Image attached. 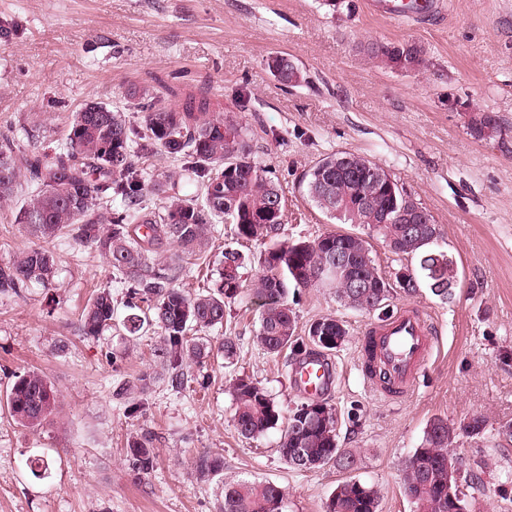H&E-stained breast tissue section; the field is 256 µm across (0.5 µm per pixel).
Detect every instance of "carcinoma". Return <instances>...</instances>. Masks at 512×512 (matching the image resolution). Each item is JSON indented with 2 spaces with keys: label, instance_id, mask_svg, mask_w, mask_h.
I'll return each instance as SVG.
<instances>
[{
  "label": "carcinoma",
  "instance_id": "carcinoma-1",
  "mask_svg": "<svg viewBox=\"0 0 512 512\" xmlns=\"http://www.w3.org/2000/svg\"><path fill=\"white\" fill-rule=\"evenodd\" d=\"M369 55L386 67L405 72L418 71L424 63L422 48L412 41L370 42ZM276 78L285 85L305 79L304 73L286 56H279ZM145 112V144L131 145L130 129L122 110L97 102L84 104L75 114L67 138L51 158L18 153L14 142L0 141V202L9 200L26 181L29 195L17 212L16 221L44 245L21 253L0 265V294L19 295L32 284H48L56 269V255L45 244L72 238L106 257L112 271L126 284L124 306L129 314L123 328L138 333L144 325L160 331L155 348L156 366L183 386L185 358L202 359L212 349L209 331L224 325L227 300L242 293L241 269L246 258L226 249L218 262L215 289L194 296L176 286L188 262L208 258L209 234L215 223L229 222L237 238L263 247L259 264L262 274L252 295L259 307V328L254 341L261 350L279 355L290 348L302 351L297 334L298 315L288 303L291 288H331L336 301L351 310L376 311L392 298L394 288L410 296L420 286L444 300L457 285L455 263L447 253L432 248L411 235L408 224H381L379 214L393 207L414 206L406 190L395 198L378 194L370 207L358 205L367 186L350 173V167L377 170L366 157L338 152L316 162L306 175L310 200L337 224H358L366 236L329 232L312 239L289 241L282 238L284 202L279 186L252 159L246 129L209 104L198 108H176L140 97ZM469 129L483 139L502 135L500 121L492 122L483 112L471 118ZM155 155L188 159L185 167L201 179L195 196L175 192L177 182L170 176L148 185L138 177L143 160ZM151 191L163 196V205L147 210L143 197ZM374 238L391 253L419 260V270L406 282L390 281L371 256L368 239ZM178 254L162 262L156 259L166 244ZM349 258L350 270L317 280L327 267L336 264V253ZM364 274L368 287L358 288L351 275ZM112 293L98 291L84 309L82 332L96 339L115 324ZM315 324L326 330L331 342L316 343L307 330L309 343L323 352L335 351L345 342L347 326L336 328V316L326 315ZM195 337H190V334ZM233 425L245 439H255L275 427L280 412L269 392L259 383L239 378L232 385ZM58 396L50 383L34 371L14 375L6 396L10 416L25 427H38L53 414ZM323 411L310 425L300 423V406L290 410L279 444L282 460L300 471L319 470L329 464L341 469L353 465L347 450L338 445L336 409L322 400ZM487 421L474 416L458 425L444 417L430 419L421 444L414 449L413 465L403 469L405 495L413 512H468L467 496L478 490L480 477L467 465L460 483L448 498V455L461 434L484 438ZM296 448L307 451L308 463L298 465ZM127 461L134 478L141 481L157 465L152 438L146 434L127 442ZM201 478L224 472V457L204 454L195 463ZM285 493L270 481L224 482L219 512H284ZM379 490L355 478L340 481L324 504V512H380Z\"/></svg>",
  "mask_w": 512,
  "mask_h": 512
}]
</instances>
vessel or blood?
<instances>
[{
    "mask_svg": "<svg viewBox=\"0 0 512 512\" xmlns=\"http://www.w3.org/2000/svg\"><path fill=\"white\" fill-rule=\"evenodd\" d=\"M374 12L403 18L431 12L435 0H419L413 8L400 0H372ZM438 349L431 320L417 306L405 305L389 319L371 325L361 345L362 369L369 383L390 398L413 393L421 373L433 360ZM296 386L310 395L327 393L337 375L331 360L312 358L297 364L292 373Z\"/></svg>",
    "mask_w": 512,
    "mask_h": 512,
    "instance_id": "1",
    "label": "vessel or blood"
}]
</instances>
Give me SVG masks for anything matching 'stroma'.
I'll use <instances>...</instances> for the list:
<instances>
[{"label": "stroma", "mask_w": 512, "mask_h": 512, "mask_svg": "<svg viewBox=\"0 0 512 512\" xmlns=\"http://www.w3.org/2000/svg\"><path fill=\"white\" fill-rule=\"evenodd\" d=\"M367 2L0 0V140L51 155L85 103L121 109L137 127L141 90L179 108L206 101L242 122L255 162L280 186L284 238L337 231L307 197L305 175L319 159L349 152L374 161L433 215L437 247L459 271L451 299L422 287L371 313L341 306L328 288L290 289L300 326L331 314L349 329L331 355L339 377L327 398L354 463L300 472L279 454L285 422L247 440L232 421L230 385L239 377L265 387L284 414L306 399L291 380V352L270 355L254 343L258 245L236 240L225 223L212 231L210 255L229 248L247 258L245 291L215 330L238 341L234 360L186 363L182 388L162 378L121 399L119 387L152 370L159 338L151 327L84 338L81 313L94 294L111 290L122 317L125 288L99 253L54 241L51 284L0 295V399L14 374L29 370L59 395L34 430L0 409V512H218L226 480L270 481L285 492V512H323L349 477L378 487L381 512H412L401 461L433 417L473 415L487 420L483 441L456 443L481 464L470 512H512V442L497 435L512 422V0H444L435 16L400 21L372 15ZM376 40L417 43L425 67H385L364 50ZM275 55L297 63L306 82L279 83L268 69ZM476 111L495 113L503 135L475 139L468 121ZM22 202L0 204V265L37 244L15 221ZM408 303L433 315L440 350L412 396L391 402L364 383L361 341L368 326ZM133 401L144 410L129 413ZM143 431L156 436L157 466L138 482L126 445ZM203 453L223 455V477H197ZM37 458L49 460L47 472L32 471Z\"/></svg>", "instance_id": "35a3bbf8"}]
</instances>
